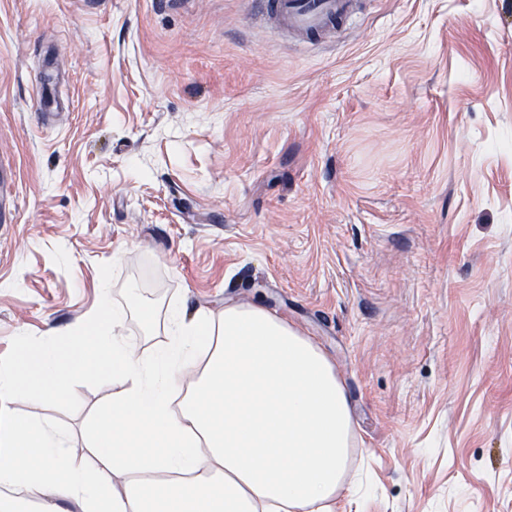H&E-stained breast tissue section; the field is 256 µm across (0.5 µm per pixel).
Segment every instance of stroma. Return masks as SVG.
<instances>
[{
    "label": "stroma",
    "instance_id": "1",
    "mask_svg": "<svg viewBox=\"0 0 512 512\" xmlns=\"http://www.w3.org/2000/svg\"><path fill=\"white\" fill-rule=\"evenodd\" d=\"M1 162L0 364L105 297L138 356L170 307L258 304L346 388L339 512H512V0H358L317 41L252 0H0ZM112 392L14 409L81 456Z\"/></svg>",
    "mask_w": 512,
    "mask_h": 512
}]
</instances>
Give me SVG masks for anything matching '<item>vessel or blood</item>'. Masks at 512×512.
<instances>
[{"label":"vessel or blood","mask_w":512,"mask_h":512,"mask_svg":"<svg viewBox=\"0 0 512 512\" xmlns=\"http://www.w3.org/2000/svg\"><path fill=\"white\" fill-rule=\"evenodd\" d=\"M259 13L309 39L335 33L354 0H255Z\"/></svg>","instance_id":"obj_1"}]
</instances>
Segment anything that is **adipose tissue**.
Masks as SVG:
<instances>
[{"instance_id": "ef3b65f1", "label": "adipose tissue", "mask_w": 512, "mask_h": 512, "mask_svg": "<svg viewBox=\"0 0 512 512\" xmlns=\"http://www.w3.org/2000/svg\"><path fill=\"white\" fill-rule=\"evenodd\" d=\"M125 315L105 308L66 345L43 342L35 374L0 366V512H53L49 490L80 512H336L355 429L311 338L256 305L225 307L217 321L174 307L166 342L138 357L109 328ZM94 370L115 392L85 431L89 463L52 420L19 419L11 405L65 398Z\"/></svg>"}]
</instances>
